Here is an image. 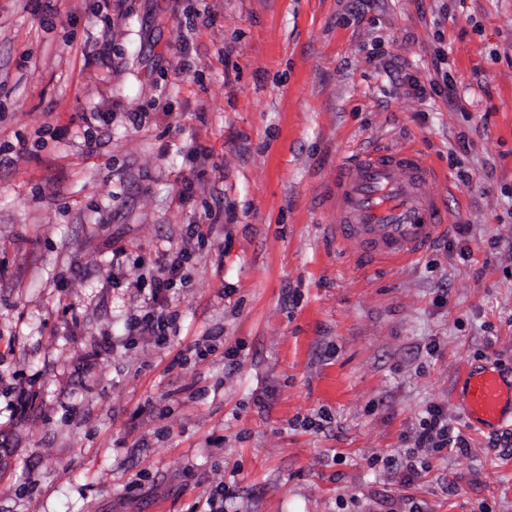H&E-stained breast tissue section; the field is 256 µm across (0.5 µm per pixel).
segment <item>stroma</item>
Instances as JSON below:
<instances>
[{
    "instance_id": "35a3bbf8",
    "label": "stroma",
    "mask_w": 512,
    "mask_h": 512,
    "mask_svg": "<svg viewBox=\"0 0 512 512\" xmlns=\"http://www.w3.org/2000/svg\"><path fill=\"white\" fill-rule=\"evenodd\" d=\"M411 146L453 226L362 262L336 167ZM199 223L164 340L132 331L113 251L153 275ZM486 361L512 370V0H0V512L220 484L224 512H512V447L462 420ZM433 403L468 450L390 467Z\"/></svg>"
}]
</instances>
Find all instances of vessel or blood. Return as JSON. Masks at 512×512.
I'll list each match as a JSON object with an SVG mask.
<instances>
[{"instance_id": "obj_1", "label": "vessel or blood", "mask_w": 512, "mask_h": 512, "mask_svg": "<svg viewBox=\"0 0 512 512\" xmlns=\"http://www.w3.org/2000/svg\"><path fill=\"white\" fill-rule=\"evenodd\" d=\"M437 171L413 148L373 150L350 156L336 171V234L357 242L369 261L417 256L447 226L444 199L430 192ZM461 409L476 429L512 426V376L496 367L467 374Z\"/></svg>"}]
</instances>
